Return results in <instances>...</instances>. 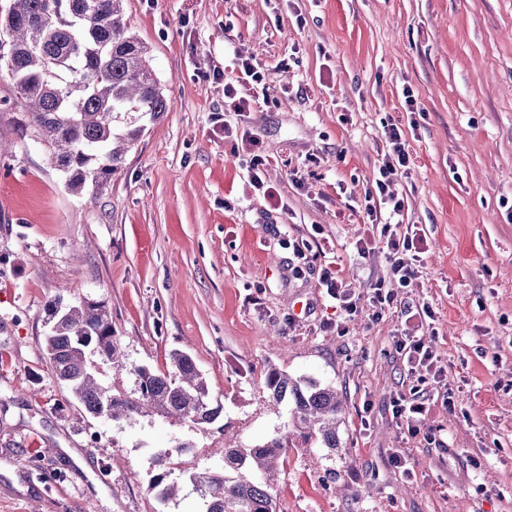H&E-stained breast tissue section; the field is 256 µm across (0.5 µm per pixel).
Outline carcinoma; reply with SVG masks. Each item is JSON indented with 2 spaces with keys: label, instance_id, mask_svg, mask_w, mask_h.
<instances>
[{
  "label": "carcinoma",
  "instance_id": "1",
  "mask_svg": "<svg viewBox=\"0 0 512 512\" xmlns=\"http://www.w3.org/2000/svg\"><path fill=\"white\" fill-rule=\"evenodd\" d=\"M123 2L9 0L0 16V71L13 82L14 106L26 114V126L48 148L76 195L110 181L145 120L170 109L148 47L123 22ZM46 313L51 327L44 352L52 373L88 413L114 421L157 416L197 426L220 417L223 407L213 404L189 354L172 351L168 372L131 370L102 303L84 299L65 306L56 297L47 301ZM90 347L113 375L136 376L137 395L100 381ZM265 384L272 402L287 406L286 427L306 442L319 441L332 451L339 447L343 400L335 386L294 379L276 369L267 372ZM288 448L285 434L249 446L226 444L224 470L189 476L192 491L203 501L202 512H279L273 481ZM245 471L251 478L243 476ZM152 488L163 501L182 490L166 472L154 476Z\"/></svg>",
  "mask_w": 512,
  "mask_h": 512
}]
</instances>
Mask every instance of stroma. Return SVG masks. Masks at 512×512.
<instances>
[{
  "label": "stroma",
  "instance_id": "1",
  "mask_svg": "<svg viewBox=\"0 0 512 512\" xmlns=\"http://www.w3.org/2000/svg\"><path fill=\"white\" fill-rule=\"evenodd\" d=\"M124 12L170 110L94 196L73 194L20 113L0 110L12 146L0 158V512H198L188 491L161 501L153 477L221 470L225 439L283 432L272 367L345 402L337 451L293 437L273 491L282 510L512 512V0H126ZM237 50L268 85L267 103L240 116L207 77L233 80ZM391 121L411 155L395 185L404 221L426 237L407 287L385 251L355 250ZM243 129L271 157L273 196L249 184ZM312 153L318 166L296 184ZM289 235L326 245L300 277L279 244ZM330 264L361 296L353 319L318 282ZM378 284L398 295L382 311ZM57 296L103 303L130 366L163 372L171 351L189 352L221 417L86 412L44 353ZM425 304L435 318L423 326ZM402 333L427 337L446 384L407 373ZM399 392L428 408L417 436L393 418ZM397 451L410 474L392 465Z\"/></svg>",
  "mask_w": 512,
  "mask_h": 512
}]
</instances>
